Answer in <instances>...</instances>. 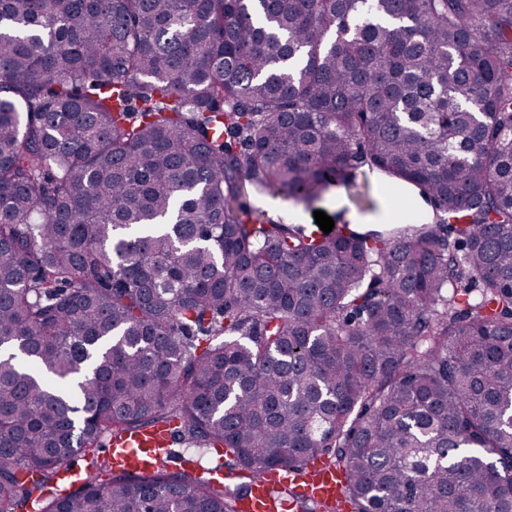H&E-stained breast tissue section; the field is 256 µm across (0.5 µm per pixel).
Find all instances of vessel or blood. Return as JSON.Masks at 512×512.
<instances>
[{
  "label": "vessel or blood",
  "instance_id": "b4317fda",
  "mask_svg": "<svg viewBox=\"0 0 512 512\" xmlns=\"http://www.w3.org/2000/svg\"><path fill=\"white\" fill-rule=\"evenodd\" d=\"M108 453L115 469L133 476L155 470L171 459L183 467L195 464L193 458L175 454L170 435L159 428L111 440ZM291 484L303 485L315 500L333 506L336 512H343L345 508L342 473L317 460L302 472L281 469L254 475L241 504L243 512H286L288 504L281 499L279 491Z\"/></svg>",
  "mask_w": 512,
  "mask_h": 512
}]
</instances>
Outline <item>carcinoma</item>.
Listing matches in <instances>:
<instances>
[{
	"instance_id": "carcinoma-1",
	"label": "carcinoma",
	"mask_w": 512,
	"mask_h": 512,
	"mask_svg": "<svg viewBox=\"0 0 512 512\" xmlns=\"http://www.w3.org/2000/svg\"><path fill=\"white\" fill-rule=\"evenodd\" d=\"M433 223L316 234L362 169ZM352 512H512V0H0V512H238L154 428ZM77 456L110 474L60 490ZM171 437L160 428L148 429L136 434L125 435L120 439H112L108 443V454L112 458L114 469L124 470L130 475L138 476L146 472L155 470L162 463H165L164 469L168 473L180 471V467L175 463L168 462L175 458L181 467H196V461L192 457H186L185 454L174 455L176 451L193 454L200 459L205 467H214L216 465V455H223L222 448H188L186 445L177 444L173 448ZM238 482H248L247 497L240 505L244 512H283L287 508L286 512H297L291 511V504L279 495L280 489L291 484H302L315 500L333 506L338 512L345 508L342 473L318 460L311 462L303 472L286 468L257 474L250 480L238 479Z\"/></svg>"
}]
</instances>
